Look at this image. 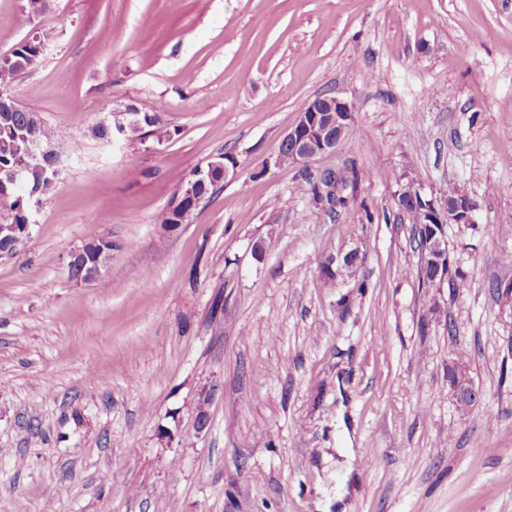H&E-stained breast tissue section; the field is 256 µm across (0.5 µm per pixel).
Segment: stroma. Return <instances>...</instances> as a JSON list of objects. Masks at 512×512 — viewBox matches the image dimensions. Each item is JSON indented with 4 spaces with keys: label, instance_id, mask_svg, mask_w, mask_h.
Instances as JSON below:
<instances>
[{
    "label": "stroma",
    "instance_id": "1",
    "mask_svg": "<svg viewBox=\"0 0 512 512\" xmlns=\"http://www.w3.org/2000/svg\"><path fill=\"white\" fill-rule=\"evenodd\" d=\"M25 3L0 0V56L49 41L9 92L77 148L0 259V512H512V0ZM320 94L355 134L262 171ZM129 107L170 139L93 135ZM225 152L239 180L166 229ZM409 178L474 201L446 229L465 287L422 282ZM101 236L107 272L75 283L66 249ZM239 167V161L234 155H230V157L226 155L212 157L205 165L196 167L185 180H181V183H183L179 189L178 197L193 199L194 209L201 201V196L194 198L198 194L201 185H205L208 182L202 190L205 198L208 194L213 193L217 186L236 181L239 178ZM215 178L224 182L217 184L209 182L215 181Z\"/></svg>",
    "mask_w": 512,
    "mask_h": 512
}]
</instances>
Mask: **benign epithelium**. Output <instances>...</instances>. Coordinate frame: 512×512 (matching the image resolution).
Listing matches in <instances>:
<instances>
[{"label":"benign epithelium","instance_id":"1","mask_svg":"<svg viewBox=\"0 0 512 512\" xmlns=\"http://www.w3.org/2000/svg\"><path fill=\"white\" fill-rule=\"evenodd\" d=\"M127 122L112 130V133L126 136L132 132H143L142 113L126 112ZM355 123V115L349 102L336 96H328L308 103L298 114L295 122L284 134L281 144L288 150H279L276 156L262 162L261 171L279 168L286 164H304L313 158L336 152L345 139L346 130ZM32 163L28 167L15 169L10 180L24 181L31 169L40 172L48 186L59 184L61 155L56 148L39 138L31 137ZM239 161L235 156L217 155L205 165L196 167L183 181L179 197L191 198L199 204L197 197L200 186L219 179L226 183L239 178ZM397 196L412 202L420 201L419 209L423 231L427 232L430 244L429 258L437 274L448 276V241L445 229L449 224L475 223V204L462 192L449 194L441 202L428 196L421 184L409 179L400 185ZM112 260L110 239L98 237L92 243H84L67 252V267L70 277L78 284H90L100 278Z\"/></svg>","mask_w":512,"mask_h":512}]
</instances>
